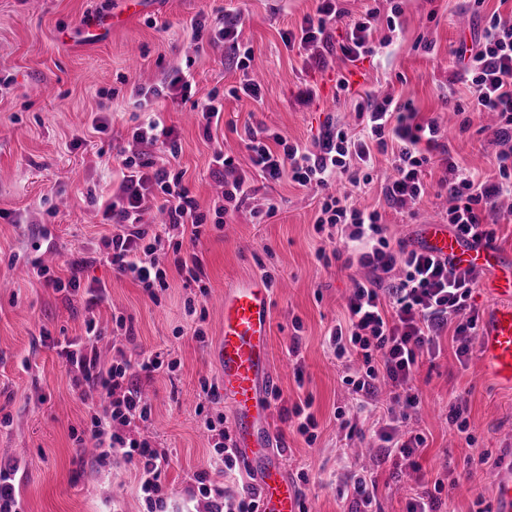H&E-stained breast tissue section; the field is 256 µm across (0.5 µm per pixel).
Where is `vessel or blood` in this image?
I'll return each instance as SVG.
<instances>
[{
	"label": "vessel or blood",
	"instance_id": "1",
	"mask_svg": "<svg viewBox=\"0 0 512 512\" xmlns=\"http://www.w3.org/2000/svg\"><path fill=\"white\" fill-rule=\"evenodd\" d=\"M421 237L435 255L490 271L483 288L498 300L478 340L486 375L512 386V255L473 244L443 224L424 222ZM223 332L211 356L221 369L224 395L234 407V440L245 471L262 494L265 512H300V495L278 462L272 461L273 430L264 423L263 392L276 376L271 368L269 329L272 296L259 278L238 281L220 299ZM495 512H512V468L499 475Z\"/></svg>",
	"mask_w": 512,
	"mask_h": 512
}]
</instances>
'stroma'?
I'll return each mask as SVG.
<instances>
[{
    "instance_id": "obj_1",
    "label": "stroma",
    "mask_w": 512,
    "mask_h": 512,
    "mask_svg": "<svg viewBox=\"0 0 512 512\" xmlns=\"http://www.w3.org/2000/svg\"><path fill=\"white\" fill-rule=\"evenodd\" d=\"M136 13L126 0H0V411L10 426L0 427V459L18 457L17 489L25 512H147L135 488L133 469L120 461L95 466L92 455L74 445L71 434L90 422L91 401L71 388V372L55 346L85 334L94 319L102 337L103 362L117 354L136 358L154 351L177 359L176 371L141 377L150 397L152 421L144 435L168 449L173 462L166 474L168 512H192L185 489L195 472L215 471L209 456L204 414L230 413L228 399L202 402L200 382L221 384L209 350L222 334L219 299L240 278L271 273L273 311L271 358L277 378L270 401L274 448L280 449L290 478L312 512H349L350 503L334 487L353 463L360 437L342 438L337 408L350 403L343 368L327 342L329 330L344 316L353 270L317 258L320 241L313 223L319 197L288 181L263 178L245 150L244 131L266 127L291 140L312 143L328 124L354 127L353 105L386 90L412 99L422 117L447 121L446 95L464 101L469 87L459 77L453 54L459 42H473L486 16L512 9V0H342L356 16L369 7L389 14L400 5L401 26L380 29L387 39L378 53L356 61L342 58L334 43L346 37L344 25L331 31L332 45L287 47L282 35L315 14L316 0H140ZM238 18V42L250 49L259 74V99L236 98L230 90L242 77L237 53L229 45L210 47V31L194 37L189 21L196 14ZM189 93L170 88L174 77ZM348 81L336 88L338 77ZM161 94L150 108L138 105V88ZM224 102V119L205 131L201 108L210 93ZM108 128L97 132L95 120ZM173 129L180 145L176 161L183 179L206 217L209 230L194 248L202 261L209 292L196 312L186 301L195 288L174 271L168 246L157 252L169 266V286L151 300L135 281L113 271L100 253L111 235L102 223L98 198H111L122 179L123 156L141 152L132 133L150 120ZM454 160L463 168L491 176L499 144L477 128L447 130ZM234 157L236 171L249 179L250 197L223 228H216L224 205L226 173L213 162L215 151ZM390 171L380 160L374 181L359 196L361 205L378 208L396 237L414 242L420 218L440 223L446 193L430 190L409 218L385 206L380 179ZM276 203L274 215L253 218ZM84 260L82 287L104 286L102 301L87 308L82 296L48 286L40 267L69 277L70 263ZM132 319L125 337L113 318ZM203 326L205 342L193 330ZM50 344H39L41 332ZM423 407L413 422L427 442L419 454L418 478L405 476L397 460L375 469L380 512H405L414 493L432 488L438 473L452 470L454 483L438 496V512H477L493 508L494 483L512 465V388L482 372L479 351L458 362L450 334L423 356L415 375ZM467 405L468 434L448 421L456 400ZM311 401L318 437L306 443L288 411ZM487 454L482 468L469 460ZM308 481H298L300 471Z\"/></svg>"
}]
</instances>
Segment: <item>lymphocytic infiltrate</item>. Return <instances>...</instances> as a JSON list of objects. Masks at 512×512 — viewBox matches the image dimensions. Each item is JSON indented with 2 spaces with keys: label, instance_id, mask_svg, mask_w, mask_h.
Wrapping results in <instances>:
<instances>
[{
  "label": "lymphocytic infiltrate",
  "instance_id": "lymphocytic-infiltrate-1",
  "mask_svg": "<svg viewBox=\"0 0 512 512\" xmlns=\"http://www.w3.org/2000/svg\"><path fill=\"white\" fill-rule=\"evenodd\" d=\"M401 15L392 8L388 17L369 9L354 20L345 40L342 56L354 61L374 55L379 23L396 29ZM342 16L336 0H319L315 15L306 16L295 31H286L287 46L306 48L329 44L330 28ZM455 55L463 63L469 82L468 102L449 100L448 107L461 118V129H469L484 114L498 120L494 140H512V13L495 12L486 20L472 44H460ZM361 124L359 133L347 128L328 129L313 147H306L264 128L245 131L246 148L253 167L265 178L290 179L321 195L314 227L327 241H339L333 251H319V259L334 257L359 276L346 301L347 320L329 333L337 361L346 369L344 384L355 403L336 410V419L346 437L358 433V419L375 405L380 385L392 389L393 409L374 421L372 432L378 443L376 462L390 458L406 461L418 471L416 457L426 444L422 434L404 432L402 426L415 417L422 395L413 384L419 359L433 353L443 331H450L457 359L467 358L477 333V318L467 312L469 300L480 276L479 270L462 266L451 258H440L423 247H409L404 240H392L377 209L359 207L348 195L330 193L333 181L345 180L360 192L373 181L377 155L391 154L394 174L380 185L384 203L404 210L419 204L427 193L424 173L432 153L443 154L438 188L448 193L450 206L446 222L450 233L476 242L488 241V217L498 215L505 199L512 198V150L496 155L498 174L481 177L465 171L449 158L443 129L437 119L419 118L411 103H399L393 96L367 97L355 108ZM125 170L119 191L101 205L106 223L122 225V232L104 237L101 244L113 269L137 282L148 296L167 288L168 270L157 258L160 234L144 230L152 210L167 214L166 230L189 233L191 241L205 234L206 217L185 187L182 172L155 166L142 155L122 161ZM88 342H65L59 354L73 371L72 387L82 397L99 396L100 412L94 413L84 439L96 442L94 461L107 467L113 457L130 465L139 477V492L151 512H166L167 486L164 475L172 463L168 451L154 448L141 434L150 421L151 407L141 397L139 379L160 369L175 370L177 363L166 353L156 352L137 360L123 358L101 364L92 342L96 323L87 320ZM223 414L204 419L214 455L224 465V475L239 468L233 439ZM339 496L352 500L351 512H374L377 484L368 468L348 470L337 488ZM188 492L203 502L206 512H262L257 488L251 484L215 485L208 471L196 472Z\"/></svg>",
  "mask_w": 512,
  "mask_h": 512
}]
</instances>
